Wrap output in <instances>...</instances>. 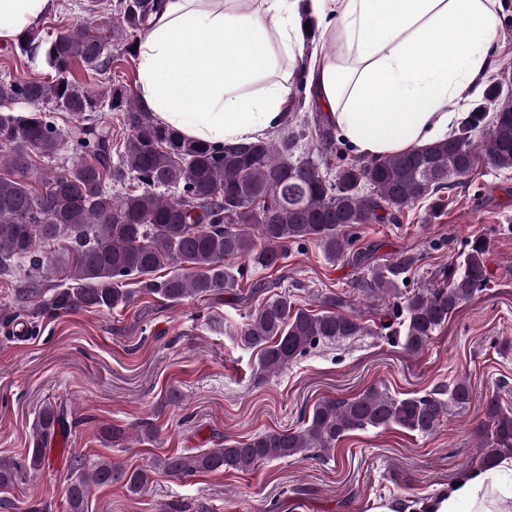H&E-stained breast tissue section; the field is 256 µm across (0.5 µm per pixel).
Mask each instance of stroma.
I'll return each mask as SVG.
<instances>
[{"label": "stroma", "mask_w": 512, "mask_h": 512, "mask_svg": "<svg viewBox=\"0 0 512 512\" xmlns=\"http://www.w3.org/2000/svg\"><path fill=\"white\" fill-rule=\"evenodd\" d=\"M84 18L79 0H55L34 29L57 36ZM138 70L131 59L100 74L77 64L71 76L100 90L114 81L134 88ZM50 73L44 57L0 43V81ZM426 209L415 205L396 224L358 226V246L376 247L382 261L421 254L408 275L413 289L454 261L467 241L481 237L492 282L414 356L376 333L397 296L370 293L364 268L329 261L312 245L290 247L277 268L253 272L234 291L207 302L168 306L141 296L123 310H77L38 325L21 344L0 326V458L25 452L43 405L63 407L71 422L54 445L50 468L26 484L0 489V501H11L14 512H65L75 456L151 472L137 493L119 483L92 487L89 512H172L176 506L181 512H368L378 499L420 498L448 488L485 451L487 399L512 408V170L479 164L436 218H428ZM283 293L294 307L314 312L324 297L336 296L340 311L359 316L372 332L319 346L277 374L262 373L256 353L232 331L260 298ZM461 377L471 386L469 405L427 436L356 430L337 443L332 460L285 458L247 473L178 480L153 468L156 459L175 452L297 427L321 400L347 399L373 385L398 397L422 395ZM146 423L154 437L142 442L136 431ZM105 425L124 427L130 436L109 444L100 435Z\"/></svg>", "instance_id": "1"}]
</instances>
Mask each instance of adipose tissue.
<instances>
[{
  "instance_id": "ef3b65f1",
  "label": "adipose tissue",
  "mask_w": 512,
  "mask_h": 512,
  "mask_svg": "<svg viewBox=\"0 0 512 512\" xmlns=\"http://www.w3.org/2000/svg\"><path fill=\"white\" fill-rule=\"evenodd\" d=\"M51 0H0V43ZM499 0H163L138 43L137 93L158 121L220 148L281 127L297 80L314 83L328 119L371 159L447 138L451 101L478 94L494 67ZM341 46L305 57L301 16ZM369 512H512V456L414 502Z\"/></svg>"
}]
</instances>
